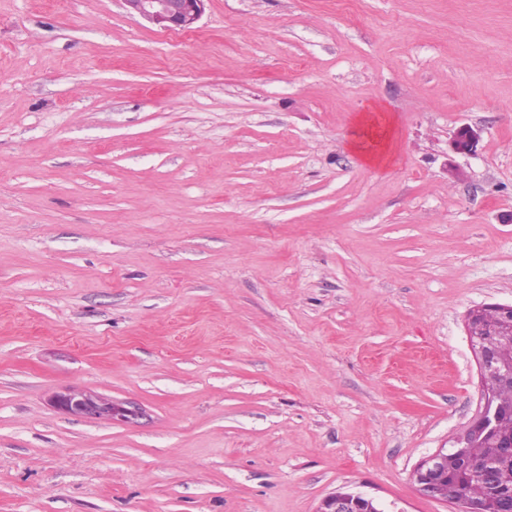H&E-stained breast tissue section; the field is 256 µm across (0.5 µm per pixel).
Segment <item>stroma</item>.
Returning a JSON list of instances; mask_svg holds the SVG:
<instances>
[{
	"label": "stroma",
	"mask_w": 512,
	"mask_h": 512,
	"mask_svg": "<svg viewBox=\"0 0 512 512\" xmlns=\"http://www.w3.org/2000/svg\"><path fill=\"white\" fill-rule=\"evenodd\" d=\"M511 302L512 0H0V512H456L412 473ZM126 10L168 31L190 32L196 28L208 0H123ZM480 140V132L470 125L464 124L457 128L451 141L450 147L458 154H471L475 151ZM52 403L58 410L68 415L104 418L111 421L112 418L120 417L128 422L138 416L134 410L115 404L112 399L78 389H70L55 395ZM316 512H383L376 500L357 492L338 491L325 497Z\"/></svg>",
	"instance_id": "1"
}]
</instances>
